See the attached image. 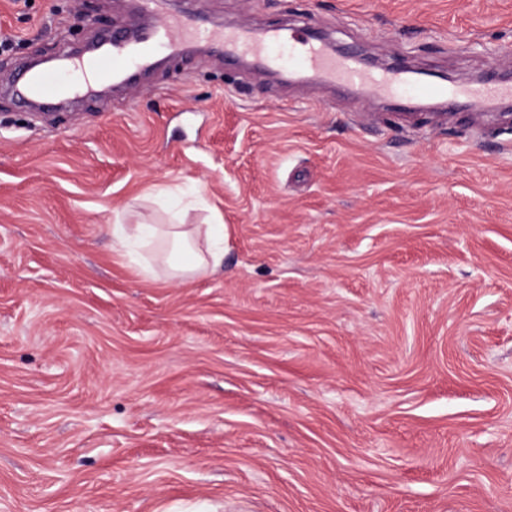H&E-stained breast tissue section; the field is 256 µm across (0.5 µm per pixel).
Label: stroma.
<instances>
[{
	"label": "stroma",
	"mask_w": 512,
	"mask_h": 512,
	"mask_svg": "<svg viewBox=\"0 0 512 512\" xmlns=\"http://www.w3.org/2000/svg\"><path fill=\"white\" fill-rule=\"evenodd\" d=\"M131 7L0 0V512H512V121L201 53L16 104L28 59ZM171 7L512 79V0ZM161 188L222 216L217 271L113 249L117 215L167 223Z\"/></svg>",
	"instance_id": "stroma-1"
}]
</instances>
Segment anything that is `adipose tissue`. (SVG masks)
<instances>
[{
	"instance_id": "obj_1",
	"label": "adipose tissue",
	"mask_w": 512,
	"mask_h": 512,
	"mask_svg": "<svg viewBox=\"0 0 512 512\" xmlns=\"http://www.w3.org/2000/svg\"><path fill=\"white\" fill-rule=\"evenodd\" d=\"M109 231L113 244L123 249L159 244L168 274L174 278L216 268L224 258V224L217 214L200 230L176 218L166 224H145L128 213L110 225Z\"/></svg>"
}]
</instances>
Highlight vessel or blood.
<instances>
[{
  "label": "vessel or blood",
  "mask_w": 512,
  "mask_h": 512,
  "mask_svg": "<svg viewBox=\"0 0 512 512\" xmlns=\"http://www.w3.org/2000/svg\"><path fill=\"white\" fill-rule=\"evenodd\" d=\"M165 4L166 0H137L131 24L100 33L88 48L69 55V63L84 82V93L94 95L112 85L135 84L137 76L153 69L160 56L180 55L189 47L216 43L223 47L225 58L245 54L255 68L307 73L386 99L399 110L420 99H461L490 112L500 102L512 99V85L461 81L448 86L419 79L413 70L404 67L372 73L355 56H336L306 34L285 26L228 28L221 32L202 29L190 16H165ZM72 92V86L64 84L49 68H27L13 84L14 95L31 108L41 107L49 98L68 99Z\"/></svg>",
  "instance_id": "b4317fda"
}]
</instances>
